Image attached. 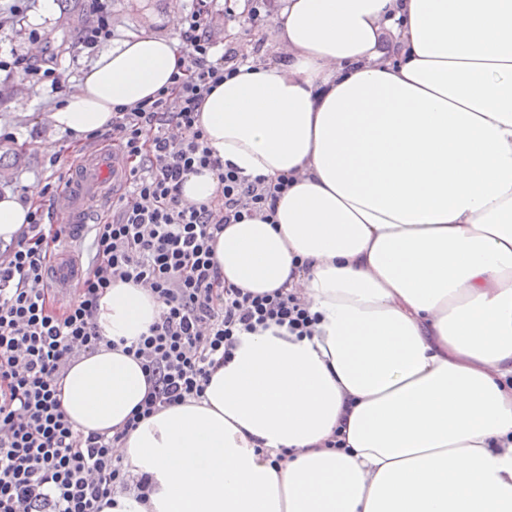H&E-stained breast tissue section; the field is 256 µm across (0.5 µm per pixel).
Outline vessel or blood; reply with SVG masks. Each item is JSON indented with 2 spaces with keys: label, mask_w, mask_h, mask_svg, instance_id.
I'll list each match as a JSON object with an SVG mask.
<instances>
[{
  "label": "vessel or blood",
  "mask_w": 512,
  "mask_h": 512,
  "mask_svg": "<svg viewBox=\"0 0 512 512\" xmlns=\"http://www.w3.org/2000/svg\"><path fill=\"white\" fill-rule=\"evenodd\" d=\"M126 176L127 171L119 156L111 149L93 151L82 160L57 199L58 207L69 216L74 238L83 237L89 225L95 223L97 203L110 201L114 190ZM80 279L81 269L70 244L61 243L52 277L53 287L67 289L78 285Z\"/></svg>",
  "instance_id": "vessel-or-blood-1"
}]
</instances>
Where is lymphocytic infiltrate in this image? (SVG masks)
I'll list each match as a JSON object with an SVG mask.
<instances>
[{
	"label": "lymphocytic infiltrate",
	"mask_w": 512,
	"mask_h": 512,
	"mask_svg": "<svg viewBox=\"0 0 512 512\" xmlns=\"http://www.w3.org/2000/svg\"><path fill=\"white\" fill-rule=\"evenodd\" d=\"M91 15L79 44L92 52L112 38V0H91ZM210 28L198 0L179 29L185 67L173 88L113 112L112 143L130 179L116 215L91 227L93 259L73 298L56 306L43 286L66 228L45 223L42 205H32L27 226L0 254V512H107L118 489L146 500L147 478L131 479L116 444L163 408L203 399L242 334L273 325L312 333L317 318L295 293L228 284L214 259L225 225L271 221L292 178L249 179L212 157L197 126L200 106L238 69L235 48L213 58ZM201 168L217 173L216 202L181 196L185 175ZM116 281L149 287L161 304L158 320L125 348L141 363L148 391L113 432L84 433L61 408L62 381L98 352L94 314Z\"/></svg>",
	"instance_id": "obj_1"
}]
</instances>
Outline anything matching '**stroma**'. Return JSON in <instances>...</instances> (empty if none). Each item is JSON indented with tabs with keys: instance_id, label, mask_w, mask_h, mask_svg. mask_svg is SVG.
I'll use <instances>...</instances> for the list:
<instances>
[{
	"instance_id": "obj_1",
	"label": "stroma",
	"mask_w": 512,
	"mask_h": 512,
	"mask_svg": "<svg viewBox=\"0 0 512 512\" xmlns=\"http://www.w3.org/2000/svg\"><path fill=\"white\" fill-rule=\"evenodd\" d=\"M170 0H112L114 41H121L141 31L143 19H150V29L159 35L178 37V29L169 23ZM51 15L41 13V0H32V8L23 22L9 24V0H0V55H25L33 50L45 51L57 59L64 86L73 85L91 59L82 52L77 35L89 20L87 0H55ZM235 17L224 15V0H213L215 44L255 45L256 59H274L278 52L267 41L263 26L246 20L243 0H235ZM61 96L32 85L18 70H0V194L26 195L31 186H45L66 176L71 163L99 148L96 140L75 142L50 131L45 116L53 111ZM59 154L57 165H49L51 154Z\"/></svg>"
}]
</instances>
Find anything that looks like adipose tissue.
Here are the masks:
<instances>
[{"instance_id": "adipose-tissue-1", "label": "adipose tissue", "mask_w": 512, "mask_h": 512, "mask_svg": "<svg viewBox=\"0 0 512 512\" xmlns=\"http://www.w3.org/2000/svg\"><path fill=\"white\" fill-rule=\"evenodd\" d=\"M266 35L283 60L240 66L200 127L241 176L295 181L214 258L249 291L299 289L318 321L243 334L202 401L141 421L118 451L149 500L117 512H512V0H287ZM184 65L148 31L100 50L54 132L111 129ZM159 311L142 286L101 296L107 345L63 380L76 428L143 399L108 344Z\"/></svg>"}]
</instances>
